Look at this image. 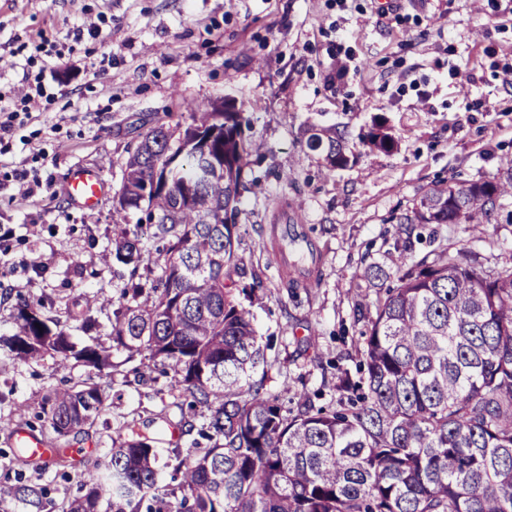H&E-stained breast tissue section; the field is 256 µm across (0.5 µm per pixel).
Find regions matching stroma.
Returning <instances> with one entry per match:
<instances>
[{"label":"stroma","mask_w":512,"mask_h":512,"mask_svg":"<svg viewBox=\"0 0 512 512\" xmlns=\"http://www.w3.org/2000/svg\"><path fill=\"white\" fill-rule=\"evenodd\" d=\"M499 4L500 32L484 23L485 0H394L383 16L375 0H0V107L22 93L34 42L62 52L46 69L52 100L16 122L0 155V336L21 299L47 303L61 318L85 296L118 298L123 283L105 256L114 233L138 220L116 212L127 144L158 120L189 123L190 102L244 101L249 135L264 149L242 176L238 256L264 283L250 308L258 335L273 339L266 386L288 408L304 392L328 404L365 329L353 294L372 299L395 284L362 276L372 261L395 269L393 217L451 175L489 179L512 165V112L500 111L506 93L492 76L494 64L512 60V0ZM90 22L99 36L74 41L73 30ZM340 47L350 57L332 81ZM376 123L394 136L392 152L363 146ZM312 125L344 130L356 163L324 174L305 146ZM77 168L102 173L95 209L65 191ZM17 170L37 180L24 197L12 179ZM294 205L313 248L309 264L270 231ZM447 235L449 247L487 270L512 254V224L501 219L480 234L452 224ZM278 249L285 263L274 261ZM312 329L314 349L301 341ZM112 362L106 377L0 352V418L11 427H40L39 403L52 389L88 382L114 391L105 422L62 438L40 428L50 446L82 449L67 475L18 463L0 430V488L22 479L49 485L56 502L73 498L86 467L104 459L126 424L162 448L160 482L170 483L179 459L195 453L188 436L180 456L168 453L164 426L181 418L174 372L152 371L142 383L123 352L113 351Z\"/></svg>","instance_id":"stroma-1"}]
</instances>
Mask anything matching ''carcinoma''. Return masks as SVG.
Wrapping results in <instances>:
<instances>
[{
  "mask_svg": "<svg viewBox=\"0 0 512 512\" xmlns=\"http://www.w3.org/2000/svg\"><path fill=\"white\" fill-rule=\"evenodd\" d=\"M190 118L160 121L125 149L118 205L142 217L112 241V272L129 278L107 300L106 337L126 361L139 360L141 381L145 368L174 369L172 390L188 408L176 428L208 445L162 486L152 440L114 438L61 510L47 486L19 481L4 490L0 512L13 503L23 512H512V256L487 271L442 234L450 224L482 232L512 201V168L487 180L452 176L396 217V287L354 299L367 326L356 373L339 369L334 405L305 394L288 411L266 388L269 346L230 292L246 275L236 249L240 187L260 144L245 136L234 105L195 102ZM362 143L395 146L380 125ZM306 146L328 175L350 161L334 127L310 130ZM417 226L431 227L427 252L412 250ZM145 235L165 246L162 274L142 282ZM70 320L88 340L72 335ZM100 327L89 305L68 309L63 322L24 301L0 348L14 360L48 354L59 370L74 361L110 377ZM105 399L94 383L56 389L37 418L64 437L94 424Z\"/></svg>",
  "mask_w": 512,
  "mask_h": 512,
  "instance_id": "cac0c4a2",
  "label": "carcinoma"
}]
</instances>
